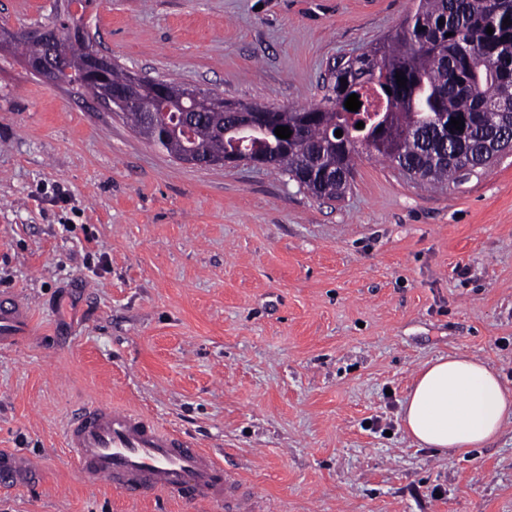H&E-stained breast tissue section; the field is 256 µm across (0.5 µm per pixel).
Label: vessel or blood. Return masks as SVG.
<instances>
[{"label":"vessel or blood","mask_w":512,"mask_h":512,"mask_svg":"<svg viewBox=\"0 0 512 512\" xmlns=\"http://www.w3.org/2000/svg\"><path fill=\"white\" fill-rule=\"evenodd\" d=\"M31 334L28 309L15 293L0 291V345H16ZM66 452L85 482L108 483L127 497L158 494L199 504L224 503L233 512H257L256 500L210 452L186 433L159 425L121 407L85 404L68 417ZM38 459L0 453V487H16L39 470Z\"/></svg>","instance_id":"1"}]
</instances>
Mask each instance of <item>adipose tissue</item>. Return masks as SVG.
<instances>
[{"mask_svg":"<svg viewBox=\"0 0 512 512\" xmlns=\"http://www.w3.org/2000/svg\"><path fill=\"white\" fill-rule=\"evenodd\" d=\"M512 421V388L482 360L440 356L418 371L403 406L405 431L442 455L487 445Z\"/></svg>","mask_w":512,"mask_h":512,"instance_id":"obj_1","label":"adipose tissue"}]
</instances>
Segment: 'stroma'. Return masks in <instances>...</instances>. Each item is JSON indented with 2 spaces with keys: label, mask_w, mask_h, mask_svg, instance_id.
<instances>
[{
  "label": "stroma",
  "mask_w": 512,
  "mask_h": 512,
  "mask_svg": "<svg viewBox=\"0 0 512 512\" xmlns=\"http://www.w3.org/2000/svg\"><path fill=\"white\" fill-rule=\"evenodd\" d=\"M55 0H0L8 26ZM414 0H95L116 64L271 107ZM34 334L0 346V449L41 462L0 512H227L85 483L63 446L88 401L193 436L261 512H512V423L464 457L416 444L417 369L465 353L512 387V152L431 188L376 155L343 198L267 167H200L0 54V289Z\"/></svg>",
  "instance_id": "obj_1"
}]
</instances>
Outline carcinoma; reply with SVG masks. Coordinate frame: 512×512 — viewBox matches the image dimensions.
<instances>
[{"mask_svg": "<svg viewBox=\"0 0 512 512\" xmlns=\"http://www.w3.org/2000/svg\"><path fill=\"white\" fill-rule=\"evenodd\" d=\"M69 11L55 15L60 66L55 83L73 85L82 76L81 63L92 41L69 42ZM443 24H438V21ZM492 34H487V28ZM473 48L469 61L459 59L462 44ZM370 62L347 70L336 68L322 102L308 108L266 112L265 123L253 130L221 134L223 112H196L193 138L173 140L170 132L155 129V145L172 155L187 147L212 158L228 150L260 153L288 177L307 168L335 169L334 180H320L311 189L317 197L339 198L348 188L342 179L361 149L390 163L405 165L413 178L426 184L457 181L460 165L490 164L493 142L512 127V0H418L394 32L364 52ZM407 78L398 87L396 75ZM347 79L343 84L340 79ZM159 85L168 94H181L185 85L145 79L138 106L128 110L137 130L152 125L159 111L151 94ZM374 86L385 100V111H370L367 88ZM358 95V111L345 101ZM462 118L463 130L449 124ZM364 123L361 129L356 124ZM278 126L292 131L288 139L275 135ZM342 131L341 137L335 131Z\"/></svg>", "mask_w": 512, "mask_h": 512, "instance_id": "obj_1", "label": "carcinoma"}]
</instances>
